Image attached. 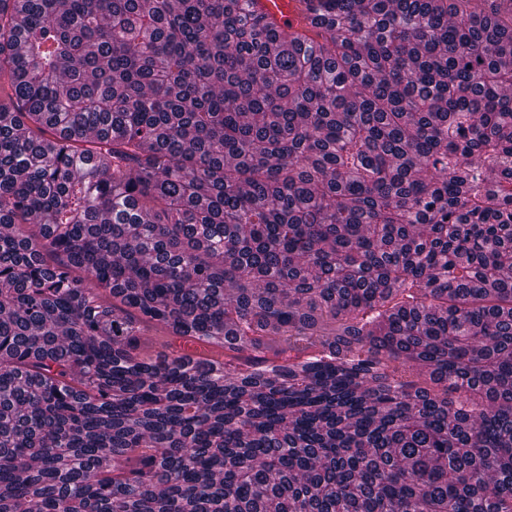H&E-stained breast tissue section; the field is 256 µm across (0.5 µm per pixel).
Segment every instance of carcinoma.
<instances>
[{
	"label": "carcinoma",
	"instance_id": "1",
	"mask_svg": "<svg viewBox=\"0 0 512 512\" xmlns=\"http://www.w3.org/2000/svg\"><path fill=\"white\" fill-rule=\"evenodd\" d=\"M301 2L0 0V512H512V0ZM301 8L299 0H256L255 6L256 10L284 29H288V22L293 29H300Z\"/></svg>",
	"mask_w": 512,
	"mask_h": 512
}]
</instances>
